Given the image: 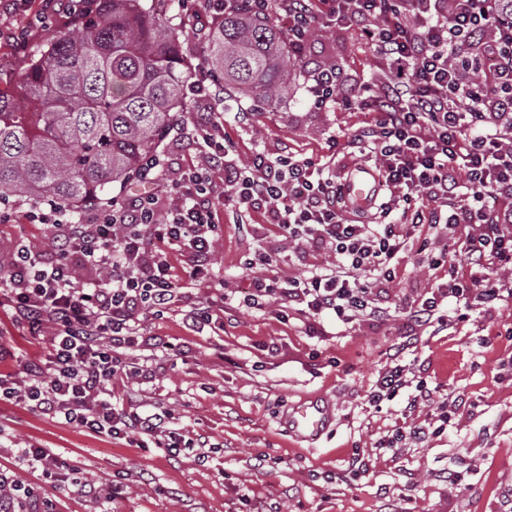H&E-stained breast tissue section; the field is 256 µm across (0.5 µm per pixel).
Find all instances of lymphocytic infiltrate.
I'll return each instance as SVG.
<instances>
[{
  "mask_svg": "<svg viewBox=\"0 0 512 512\" xmlns=\"http://www.w3.org/2000/svg\"><path fill=\"white\" fill-rule=\"evenodd\" d=\"M229 11L282 23L299 61L317 26L366 38L386 71L380 86L355 83L337 97L341 70L319 64L308 71V93L319 108L356 104L371 113L352 142L370 148L390 191L378 204L379 221L346 217V187L328 164L261 150L244 163L231 159L222 84L200 70L189 91L198 108L192 140L204 152L173 182L175 204L161 207L152 192L94 200L96 220L85 224L51 201L31 218L51 227L52 253L22 241L0 260V299L49 344L46 356L25 360L23 382L0 376V403L96 435L135 437L140 447L173 456L191 447L168 415L117 408L112 383L123 375L152 381L151 366L126 359L140 340L139 318H163L187 282L209 277L222 198L233 201L239 224L261 215L297 252L312 247L330 257L301 278L254 279L246 307L285 299L315 319L386 320L383 285L395 280L403 254L425 253L435 235L459 236L466 263H449L446 282L419 303L411 325L446 326L441 304L448 298L460 321L503 301L497 272L512 267V0H192L189 9L215 19ZM463 98L470 108H459ZM174 246L192 255L188 279L169 261ZM81 264L95 271V282L84 280ZM408 374L391 363L379 373L371 403L410 386L418 394L408 408L429 399L425 380L410 383Z\"/></svg>",
  "mask_w": 512,
  "mask_h": 512,
  "instance_id": "1",
  "label": "lymphocytic infiltrate"
}]
</instances>
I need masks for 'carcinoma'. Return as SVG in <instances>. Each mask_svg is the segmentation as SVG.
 Here are the masks:
<instances>
[{
  "instance_id": "obj_1",
  "label": "carcinoma",
  "mask_w": 512,
  "mask_h": 512,
  "mask_svg": "<svg viewBox=\"0 0 512 512\" xmlns=\"http://www.w3.org/2000/svg\"><path fill=\"white\" fill-rule=\"evenodd\" d=\"M102 2L80 35L59 33L15 89L0 91V201L47 199L77 212L140 178L176 114L194 108L175 17L156 0ZM203 61L236 101L271 107L288 97V33L268 18L224 15ZM18 97L35 110L18 109Z\"/></svg>"
}]
</instances>
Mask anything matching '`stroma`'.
Instances as JSON below:
<instances>
[{
  "instance_id": "1",
  "label": "stroma",
  "mask_w": 512,
  "mask_h": 512,
  "mask_svg": "<svg viewBox=\"0 0 512 512\" xmlns=\"http://www.w3.org/2000/svg\"><path fill=\"white\" fill-rule=\"evenodd\" d=\"M43 6V0H26L0 12V90L19 81L24 62L58 31L78 33L61 16L45 27L33 24ZM310 61L336 65L352 82L384 76L364 38L337 26L313 33ZM306 64L292 67L291 90L275 107L257 114L246 101L225 109L224 136L235 160L257 150L316 161L331 157L343 179L359 166H374L372 153L349 144L369 113L356 106L312 107ZM242 111L251 113L250 123L240 122ZM333 137L338 144L332 149ZM159 151L166 157L167 178L154 190L169 203L171 180L201 155L184 133L164 137ZM28 207L14 202L12 223H0V249L9 250L23 235L38 250H50L49 226L29 223ZM260 247L273 252L282 277L303 276L327 261L320 251L296 259L275 226L255 236L245 233L235 207L226 205L210 280L182 289L164 318L142 319L143 341L127 355L135 363L157 364L155 380L140 385L123 378L112 385L115 398L132 407L172 412L191 437L205 438V448L171 457L81 432L21 405L0 404V473L49 500L53 512H512V301L487 315L445 328L423 325L406 335L410 305L430 297L445 280L444 269L409 253L387 289V322L345 325L325 316V335L309 336L296 307L276 301L250 309L233 302L216 311L203 332L187 330L184 310L223 290L241 292L261 276V269L244 266ZM154 336L165 347L151 345ZM0 341L17 349L16 357L0 362V373L17 380L26 358L47 353L46 341L29 335L1 305ZM269 342L277 344V353L263 351ZM395 356L424 369L433 391L431 401L409 415L404 408L413 388L377 406L367 401L379 372ZM314 399L330 404L334 420L317 441H297L281 417L292 405ZM444 404L455 412L443 433L383 447L395 430L428 426ZM29 445L67 458L89 491L59 487L28 468L21 450ZM356 449L368 462L359 477L347 471ZM260 454L267 457L262 468L256 465Z\"/></svg>"
}]
</instances>
